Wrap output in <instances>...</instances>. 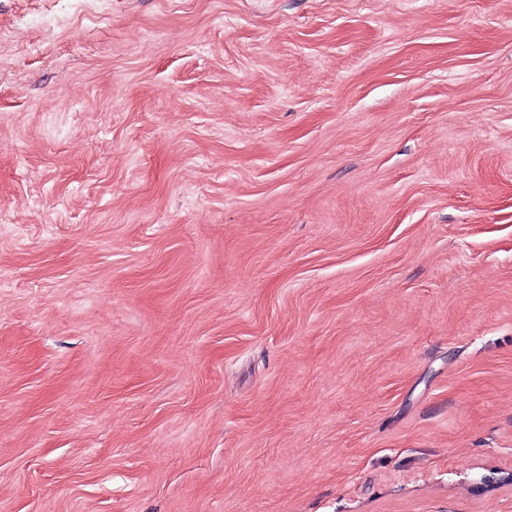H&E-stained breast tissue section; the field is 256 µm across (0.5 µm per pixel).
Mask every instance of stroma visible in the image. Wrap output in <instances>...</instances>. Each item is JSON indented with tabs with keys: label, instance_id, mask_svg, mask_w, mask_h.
Returning <instances> with one entry per match:
<instances>
[{
	"label": "stroma",
	"instance_id": "1",
	"mask_svg": "<svg viewBox=\"0 0 512 512\" xmlns=\"http://www.w3.org/2000/svg\"><path fill=\"white\" fill-rule=\"evenodd\" d=\"M0 512H512V0H0Z\"/></svg>",
	"mask_w": 512,
	"mask_h": 512
}]
</instances>
